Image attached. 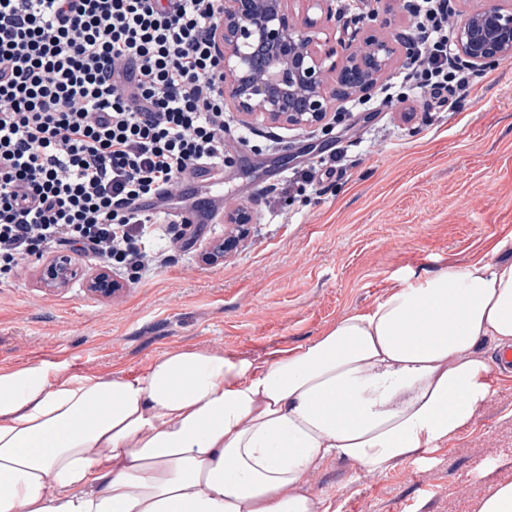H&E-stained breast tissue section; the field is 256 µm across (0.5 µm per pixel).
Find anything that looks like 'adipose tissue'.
<instances>
[{"instance_id":"ef3b65f1","label":"adipose tissue","mask_w":512,"mask_h":512,"mask_svg":"<svg viewBox=\"0 0 512 512\" xmlns=\"http://www.w3.org/2000/svg\"><path fill=\"white\" fill-rule=\"evenodd\" d=\"M512 347V255L408 280L267 359L172 348L140 375L0 372V512H339L313 475L441 448Z\"/></svg>"}]
</instances>
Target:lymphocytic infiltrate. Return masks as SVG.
<instances>
[{
    "label": "lymphocytic infiltrate",
    "mask_w": 512,
    "mask_h": 512,
    "mask_svg": "<svg viewBox=\"0 0 512 512\" xmlns=\"http://www.w3.org/2000/svg\"><path fill=\"white\" fill-rule=\"evenodd\" d=\"M221 0H0V274L66 248L164 260L152 227L188 176L223 170ZM446 0H420L419 92L455 108Z\"/></svg>",
    "instance_id": "obj_1"
}]
</instances>
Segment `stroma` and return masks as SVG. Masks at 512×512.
<instances>
[{
  "mask_svg": "<svg viewBox=\"0 0 512 512\" xmlns=\"http://www.w3.org/2000/svg\"><path fill=\"white\" fill-rule=\"evenodd\" d=\"M408 0H333L331 12L291 0L293 15L317 19L319 39L349 38L357 14L379 13L378 34L409 33ZM347 112L331 133L226 116L232 164L224 208H247L248 239L223 258L206 252L224 239L223 216L191 228L159 226L154 244L181 234L187 246L142 277L122 270L104 298L84 280L59 290L40 282L42 263L0 278V372L45 361L65 373L144 372L162 352L196 347L264 359L275 348L315 339L349 311L369 310L409 278L491 257L512 241V60L446 112L411 92ZM313 190L292 184L310 154ZM492 398L457 439L385 474L343 464L313 480L341 512H476L492 485L512 482V368L493 370Z\"/></svg>",
  "mask_w": 512,
  "mask_h": 512,
  "instance_id": "obj_1",
  "label": "stroma"
}]
</instances>
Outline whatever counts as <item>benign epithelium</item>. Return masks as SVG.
I'll return each mask as SVG.
<instances>
[{
	"label": "benign epithelium",
	"mask_w": 512,
	"mask_h": 512,
	"mask_svg": "<svg viewBox=\"0 0 512 512\" xmlns=\"http://www.w3.org/2000/svg\"><path fill=\"white\" fill-rule=\"evenodd\" d=\"M315 22L295 18L288 0H223L217 43L224 55V108L250 126L265 123L291 127H328L345 118L330 112L331 101L348 99L378 87L383 76L415 58L414 42L399 34L370 36L363 42L341 41L319 47ZM457 55L480 71L512 58V10L489 0L471 14L459 15L453 29ZM235 238L247 235L248 213L228 214ZM84 278L91 293L110 296L120 285L104 270L85 272L69 254L46 262L41 280L48 288H64Z\"/></svg>",
	"instance_id": "1"
}]
</instances>
